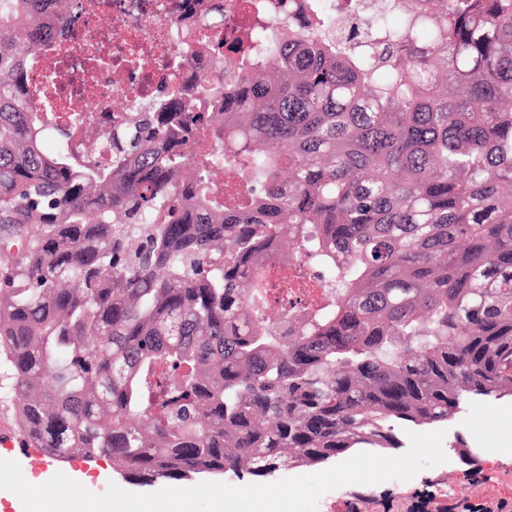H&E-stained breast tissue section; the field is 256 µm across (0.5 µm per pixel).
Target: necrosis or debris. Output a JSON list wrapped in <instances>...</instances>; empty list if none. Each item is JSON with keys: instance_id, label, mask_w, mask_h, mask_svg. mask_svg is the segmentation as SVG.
I'll use <instances>...</instances> for the list:
<instances>
[{"instance_id": "4bbe7bcc", "label": "necrosis or debris", "mask_w": 512, "mask_h": 512, "mask_svg": "<svg viewBox=\"0 0 512 512\" xmlns=\"http://www.w3.org/2000/svg\"><path fill=\"white\" fill-rule=\"evenodd\" d=\"M80 20L66 27L60 47L45 48L31 69L30 89L40 112L56 124L69 116L107 134L115 101L128 107L162 105L172 85L214 69L212 37L255 23L279 26L275 0H224L223 15H203L189 0H80Z\"/></svg>"}]
</instances>
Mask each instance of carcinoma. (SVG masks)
Here are the masks:
<instances>
[{
	"label": "carcinoma",
	"instance_id": "carcinoma-1",
	"mask_svg": "<svg viewBox=\"0 0 512 512\" xmlns=\"http://www.w3.org/2000/svg\"><path fill=\"white\" fill-rule=\"evenodd\" d=\"M69 0H0V379L133 484L385 455L512 396V0H288L78 164L27 98ZM322 272L288 288L286 246ZM266 262L281 280L264 279Z\"/></svg>",
	"mask_w": 512,
	"mask_h": 512
}]
</instances>
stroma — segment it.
<instances>
[{
  "label": "stroma",
  "mask_w": 512,
  "mask_h": 512,
  "mask_svg": "<svg viewBox=\"0 0 512 512\" xmlns=\"http://www.w3.org/2000/svg\"><path fill=\"white\" fill-rule=\"evenodd\" d=\"M463 441L473 465L455 449ZM446 463L422 470L413 479L379 484H347L323 494L318 512H512V401L493 406L464 404L446 427ZM0 457L17 461L24 477L49 481L56 473L82 481L96 494L112 482V464L100 458L54 460L24 447L15 432L13 411L0 406Z\"/></svg>",
  "instance_id": "1"
}]
</instances>
